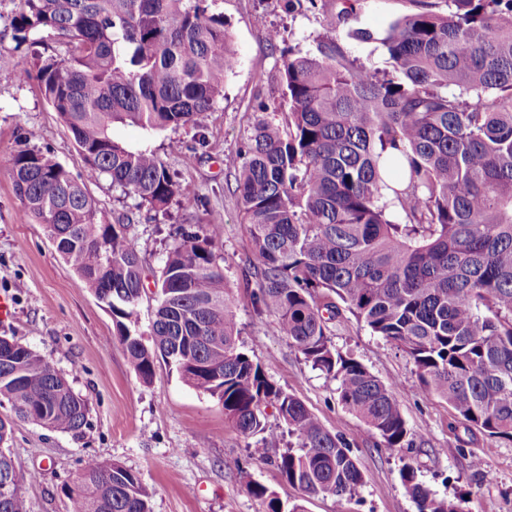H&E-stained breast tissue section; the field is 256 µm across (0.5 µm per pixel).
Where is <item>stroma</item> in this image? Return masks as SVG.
I'll return each mask as SVG.
<instances>
[{"label": "stroma", "instance_id": "stroma-1", "mask_svg": "<svg viewBox=\"0 0 512 512\" xmlns=\"http://www.w3.org/2000/svg\"><path fill=\"white\" fill-rule=\"evenodd\" d=\"M18 0H0V295L10 297L13 316L0 322V336L13 337L49 359L73 390L87 399L88 425L80 437L15 421L8 448L23 470L39 471L25 484L30 512H73L67 488L87 458L118 462L137 472L153 490V512H264L249 492L259 483L284 506L305 512H417L400 469L411 464L418 481L437 496L463 497L466 512H512V443L493 439L461 420L441 397L418 389L412 358L356 322L336 324L337 352L360 361L374 376L396 383V400L417 436L409 447L390 449L338 400V382L312 367L270 316L256 315L251 293L257 263L235 191L236 151L253 121L257 99H272L275 76L288 49H313L317 36L334 33L346 53L374 71L391 63L381 42L389 27L415 9L413 0H360L355 13L331 28L334 0L313 11H285L282 0H209L223 14L237 63L224 82V96L201 127L146 134L117 124L112 137L127 146H150L178 180L191 183L195 203L171 202L156 212L136 207L110 179L88 183L103 222L131 219L147 277L157 275L178 225H216L215 255L240 328L239 344L267 363L272 381L295 395L331 433L342 436L364 474L348 500L307 497L288 485L266 457L254 454L255 439L237 432L210 396L187 385L160 361L150 381L130 365L108 307L85 288L58 254L42 225L24 213L10 173L11 158L28 147L49 153L72 173L81 159L75 144L36 82L21 81L35 53L59 46L46 33L17 44L11 19ZM373 32L357 39V30ZM278 31L270 39V31ZM197 158L186 163L189 150Z\"/></svg>", "mask_w": 512, "mask_h": 512}]
</instances>
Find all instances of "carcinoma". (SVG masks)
<instances>
[{"mask_svg":"<svg viewBox=\"0 0 512 512\" xmlns=\"http://www.w3.org/2000/svg\"><path fill=\"white\" fill-rule=\"evenodd\" d=\"M417 11L382 39L383 75L322 35L311 52L288 50L279 69L283 119L264 101L237 149L236 192L258 264L252 292L312 367L338 380L343 407L387 448L407 427L386 384L336 352L339 319L394 343L414 361L418 386L491 438L512 443V0H414ZM15 39L45 32L66 56L36 59L37 81L71 134L82 170L21 149L14 190L64 261L116 318L135 373L152 378L157 357L217 400L240 433L259 437L282 478L306 496L352 497L363 473L349 446L266 366L238 345L239 329L217 262L215 227L179 228L155 281L148 334L130 329L146 295L131 224H103L86 184L111 180L140 208L198 200L156 152L112 138V125L146 131L197 126L224 95L235 52L224 14L208 0H20ZM14 419L79 436L88 404L44 356L0 346V401ZM272 407L287 427L267 425ZM13 419L0 418V512H29L22 492L38 478L1 446ZM417 512H464L401 469ZM266 512L275 493L253 483ZM69 497L74 512H152V492L117 462L85 460Z\"/></svg>","mask_w":512,"mask_h":512,"instance_id":"1","label":"carcinoma"}]
</instances>
